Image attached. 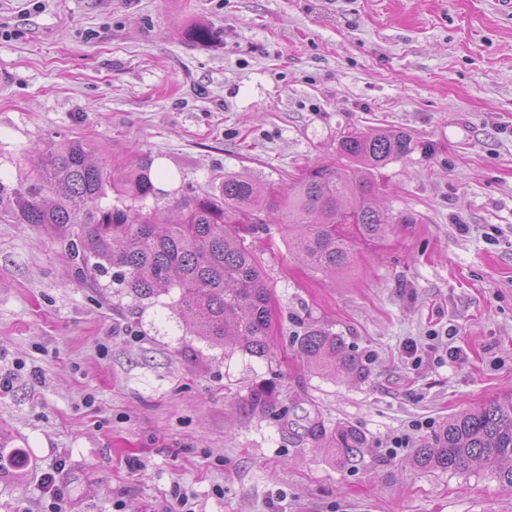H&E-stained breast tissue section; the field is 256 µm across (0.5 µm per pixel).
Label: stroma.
I'll list each match as a JSON object with an SVG mask.
<instances>
[{
    "label": "stroma",
    "instance_id": "stroma-1",
    "mask_svg": "<svg viewBox=\"0 0 512 512\" xmlns=\"http://www.w3.org/2000/svg\"><path fill=\"white\" fill-rule=\"evenodd\" d=\"M207 26L209 44L186 30ZM0 178L47 143L150 154L177 178L160 198L228 175L288 187L351 132L412 137L368 171L394 225L330 279L255 224L274 306L270 360L209 345L172 298L141 304L77 281L61 243L0 222V430L28 452L0 512H512L480 466L410 459L448 416L512 388V10L502 0H0ZM343 336L362 381L311 369L296 339ZM417 354H410V344ZM368 438L329 449L250 415L244 387ZM404 447H394L395 439ZM65 468V463L60 462L53 469L52 472H46L42 475V489L45 494H49L50 499L53 501L52 505L59 506V501L64 499L65 493L63 485L57 480V476ZM54 506V507H55Z\"/></svg>",
    "mask_w": 512,
    "mask_h": 512
}]
</instances>
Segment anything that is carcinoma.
Returning a JSON list of instances; mask_svg holds the SVG:
<instances>
[{
  "instance_id": "cac0c4a2",
  "label": "carcinoma",
  "mask_w": 512,
  "mask_h": 512,
  "mask_svg": "<svg viewBox=\"0 0 512 512\" xmlns=\"http://www.w3.org/2000/svg\"><path fill=\"white\" fill-rule=\"evenodd\" d=\"M412 150L404 132L378 129L349 133L337 148L360 164L351 171L325 162L292 182L284 192L241 175H228L215 192L178 200L177 218L158 200L153 159L126 160L97 155L82 137L50 143L39 151L35 169L0 180V220L30 224L54 233L65 246L78 280L112 274V282L135 302L176 293L180 318L195 335L229 353L268 360L272 303L262 262L246 243L240 225L268 211L282 214L295 229L296 253L310 269L336 275L354 262V244H373L393 224L391 213L373 201L375 186L366 171L383 167ZM113 194L115 200L102 203ZM297 351L311 368L348 379L364 376L359 358L343 337L308 328ZM251 413L278 408L279 390L255 381L241 396ZM300 437L336 451V462L353 468L364 458L367 437L348 423L334 427L308 411L279 414ZM0 435V478L24 466L22 448ZM477 463L490 468L512 490V389L444 421L415 450L412 466L421 472L462 471Z\"/></svg>"
}]
</instances>
